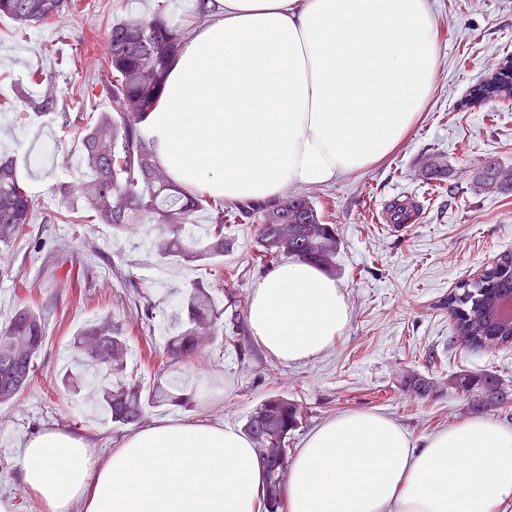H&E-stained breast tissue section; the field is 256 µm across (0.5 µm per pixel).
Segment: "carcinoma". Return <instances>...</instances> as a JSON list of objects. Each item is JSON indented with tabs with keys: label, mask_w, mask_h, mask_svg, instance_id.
<instances>
[{
	"label": "carcinoma",
	"mask_w": 512,
	"mask_h": 512,
	"mask_svg": "<svg viewBox=\"0 0 512 512\" xmlns=\"http://www.w3.org/2000/svg\"><path fill=\"white\" fill-rule=\"evenodd\" d=\"M75 0H0V17L21 24L43 23L71 12ZM183 31L169 25L162 14L150 20L130 18L112 25L108 33V54L101 64L103 91L112 99V111L101 112L97 120L82 129V165L86 178L64 184L59 194L69 203V212L89 216L123 234L134 225L149 223L157 230L153 243L156 258L163 264H221L232 243L224 234L225 224L259 223L256 241L259 259L282 255L310 261L330 275L336 274L340 247L336 225L325 221L309 198L288 194L264 204L211 202L212 225L205 238L189 232L193 215L203 207V194L185 191L172 180L157 161L155 147L141 132L148 112L158 103L167 74L179 56ZM44 90L35 98H20L21 106L44 115H58L62 127L78 126L63 112L56 76L42 77ZM468 101L512 102V57L501 62L491 76L472 86ZM447 164L434 158L426 165L429 181L447 175ZM477 182L488 190L512 193V177L503 173L491 158L482 162ZM38 203L17 174L15 163L0 159V252L12 249L16 240L33 224ZM232 272L218 276L212 284L190 285L183 301L181 330L173 338L168 357L189 360L209 345L218 333L234 346L244 360L253 356L245 342L248 336V301L243 292L229 287ZM224 292V307L217 308L211 290ZM512 293V252L497 260L479 281L462 283L448 296V311L456 319V340L471 347L511 345L512 322L495 317L502 295ZM51 311L47 308L18 307L0 328V404L18 401L31 385L36 360L43 348ZM73 349L90 358L87 371L99 377L101 406L112 423L122 427L138 425L146 410L160 404L184 408L193 406L192 396L179 393L171 384L142 387L129 378L120 385H108V376L125 373L127 342L121 325L105 318L78 337ZM434 379L409 373L404 388L418 399L436 389ZM448 387L465 394L471 410L491 414L512 407V385L496 374H458ZM306 416L303 403L279 393L270 394L247 417L244 431L251 438L265 470L262 496L264 512H286L288 483V435Z\"/></svg>",
	"instance_id": "obj_1"
}]
</instances>
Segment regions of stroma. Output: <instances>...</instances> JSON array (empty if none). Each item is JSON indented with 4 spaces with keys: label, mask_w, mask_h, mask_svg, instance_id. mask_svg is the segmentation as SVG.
<instances>
[{
    "label": "stroma",
    "mask_w": 512,
    "mask_h": 512,
    "mask_svg": "<svg viewBox=\"0 0 512 512\" xmlns=\"http://www.w3.org/2000/svg\"><path fill=\"white\" fill-rule=\"evenodd\" d=\"M435 21L438 64L428 101L403 144L380 163L342 176L305 193L336 224L341 239L336 279L344 287L349 323L342 337L320 356L285 365L268 353L247 362L216 338L200 361L167 367L147 359L148 349L166 354L176 331L180 304L191 284L212 282L216 268L164 265L149 240L151 225L125 240L111 225L51 224L41 251L28 238L13 246L15 260L0 265V325L24 301H50L38 374L18 402L0 407V512H41L21 481L16 448L28 436L53 426L83 434L97 459L111 455L124 436L106 417L96 416L99 395L87 383L66 388L65 373L81 372L72 348L76 336L104 316L127 331L128 368L143 386L181 381L195 400L193 409L161 405L145 420L204 419L236 429L270 393L302 401L308 414L289 440L299 450L320 424L350 411H374L399 423L411 439L436 433L472 412L464 397L448 386L463 372L492 371L512 382V347L473 349L455 342V322L444 309L448 295L464 281L490 268L512 251V194L483 188L474 179L482 159H497L512 174V112L494 116L492 103L467 104L471 86L490 76L512 55V0H428ZM186 22L182 0H78L68 17L25 26L0 17V152L13 156L20 177L42 212L67 213L56 193L61 183L85 173L79 161L80 132L34 112L6 111L19 92L37 94L36 74L55 73L67 112L84 120L110 111L97 76L107 56L112 24L128 16ZM442 156L448 177L427 181L423 166ZM411 200L417 215L410 231L394 234L381 216L391 204ZM258 227L237 224L234 248L224 265L237 273L234 285L251 292L266 268L254 261ZM66 249H59L60 241ZM79 268L81 287L64 273ZM141 285L155 305L152 320L129 317L125 282ZM434 378L427 398H411L402 386L406 373Z\"/></svg>",
    "instance_id": "obj_1"
}]
</instances>
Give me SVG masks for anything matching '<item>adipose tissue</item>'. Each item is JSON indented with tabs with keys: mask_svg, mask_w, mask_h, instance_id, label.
I'll use <instances>...</instances> for the list:
<instances>
[{
	"mask_svg": "<svg viewBox=\"0 0 512 512\" xmlns=\"http://www.w3.org/2000/svg\"><path fill=\"white\" fill-rule=\"evenodd\" d=\"M187 33L145 134L192 192L262 202L373 166L405 139L432 91L438 47L427 0H192ZM335 279L304 261L254 285V340L289 364L345 331ZM22 482L43 512H259L249 438L206 421L126 434L105 461L54 427L23 446ZM512 500V429L469 419L413 445L372 411L306 439L288 512H498Z\"/></svg>",
	"mask_w": 512,
	"mask_h": 512,
	"instance_id": "adipose-tissue-1",
	"label": "adipose tissue"
}]
</instances>
